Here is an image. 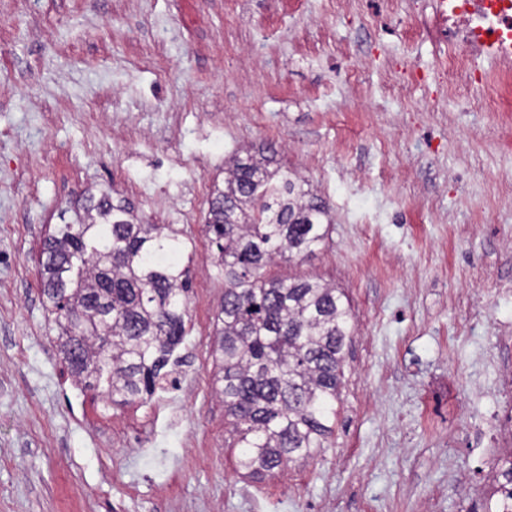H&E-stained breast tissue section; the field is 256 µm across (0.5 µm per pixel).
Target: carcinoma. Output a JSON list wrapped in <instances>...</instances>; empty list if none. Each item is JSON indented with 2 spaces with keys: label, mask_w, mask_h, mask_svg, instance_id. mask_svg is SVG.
<instances>
[{
  "label": "carcinoma",
  "mask_w": 512,
  "mask_h": 512,
  "mask_svg": "<svg viewBox=\"0 0 512 512\" xmlns=\"http://www.w3.org/2000/svg\"><path fill=\"white\" fill-rule=\"evenodd\" d=\"M270 159L232 158L205 220L224 277L215 316L216 392L238 469L260 479L314 457L333 432L345 346L354 333L344 292L319 277H268L276 259L303 260L329 236L326 206ZM187 242L170 224H144L109 190L44 241L41 284L58 351L77 386L145 403L174 386L188 317ZM488 512H512V455Z\"/></svg>",
  "instance_id": "carcinoma-1"
}]
</instances>
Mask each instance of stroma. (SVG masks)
Instances as JSON below:
<instances>
[{"mask_svg":"<svg viewBox=\"0 0 512 512\" xmlns=\"http://www.w3.org/2000/svg\"><path fill=\"white\" fill-rule=\"evenodd\" d=\"M408 3L0 0V512H485L512 447L511 130L387 90L435 59ZM262 148L333 218L276 274L342 289L356 332L325 448L251 481L214 393L204 224L225 159ZM92 187L188 241L185 362L147 404L77 390L43 304V241Z\"/></svg>","mask_w":512,"mask_h":512,"instance_id":"obj_1","label":"stroma"}]
</instances>
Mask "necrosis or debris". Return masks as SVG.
Returning a JSON list of instances; mask_svg holds the SVG:
<instances>
[{
    "label": "necrosis or debris",
    "instance_id": "necrosis-or-debris-1",
    "mask_svg": "<svg viewBox=\"0 0 512 512\" xmlns=\"http://www.w3.org/2000/svg\"><path fill=\"white\" fill-rule=\"evenodd\" d=\"M406 28L441 47L433 67L425 73L407 65L390 84L402 90L428 81L442 93L458 98L471 92L487 44H504L508 53L495 57L494 77L485 81L475 103L490 112H512V0H412Z\"/></svg>",
    "mask_w": 512,
    "mask_h": 512
}]
</instances>
